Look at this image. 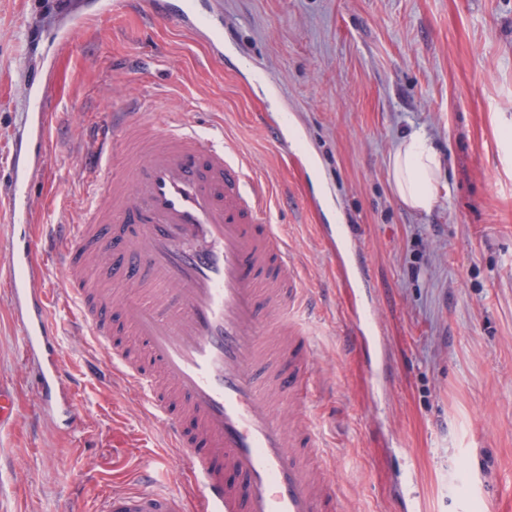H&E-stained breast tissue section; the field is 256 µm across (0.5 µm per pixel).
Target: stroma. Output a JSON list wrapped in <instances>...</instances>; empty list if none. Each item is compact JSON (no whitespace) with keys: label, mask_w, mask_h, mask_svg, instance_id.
<instances>
[{"label":"stroma","mask_w":512,"mask_h":512,"mask_svg":"<svg viewBox=\"0 0 512 512\" xmlns=\"http://www.w3.org/2000/svg\"><path fill=\"white\" fill-rule=\"evenodd\" d=\"M89 0H0V259L12 240L10 172L27 108L23 70L50 61L52 133L30 222L78 217L87 129L128 99L146 119L223 129L266 184L288 232L322 393L320 428L343 505L399 512H512V0H201L208 38L120 13L42 51L39 34ZM251 67H243V59ZM421 129L442 158L438 200L406 209L390 156ZM370 278L354 280L358 265ZM382 329L392 384L377 385L349 335L362 306ZM63 364L82 377L71 430L31 417L37 394L0 283V384L18 416L0 428V512H99L101 487L186 489V462L111 382L56 310Z\"/></svg>","instance_id":"1"}]
</instances>
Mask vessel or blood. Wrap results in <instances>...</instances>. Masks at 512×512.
Segmentation results:
<instances>
[{"instance_id": "vessel-or-blood-1", "label": "vessel or blood", "mask_w": 512, "mask_h": 512, "mask_svg": "<svg viewBox=\"0 0 512 512\" xmlns=\"http://www.w3.org/2000/svg\"><path fill=\"white\" fill-rule=\"evenodd\" d=\"M101 0L84 29L122 12ZM153 17L186 24L194 0ZM32 109L15 148L7 259L12 316L38 394L41 419L75 423L79 386L62 365L51 296L92 337L107 370L156 420L193 478L196 512H341L339 487L308 409L320 393L299 310L308 308L295 251L271 224L265 187L230 144L194 124L116 112L97 123L83 161L79 221L28 231V190L39 175L52 116L43 71L28 77ZM356 344L384 376L381 326L355 320ZM165 490L109 491L102 512H185Z\"/></svg>"}]
</instances>
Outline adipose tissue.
<instances>
[{
    "label": "adipose tissue",
    "instance_id": "ef3b65f1",
    "mask_svg": "<svg viewBox=\"0 0 512 512\" xmlns=\"http://www.w3.org/2000/svg\"><path fill=\"white\" fill-rule=\"evenodd\" d=\"M441 159L425 133H408L391 159L394 190L411 210L430 211L438 196Z\"/></svg>",
    "mask_w": 512,
    "mask_h": 512
}]
</instances>
